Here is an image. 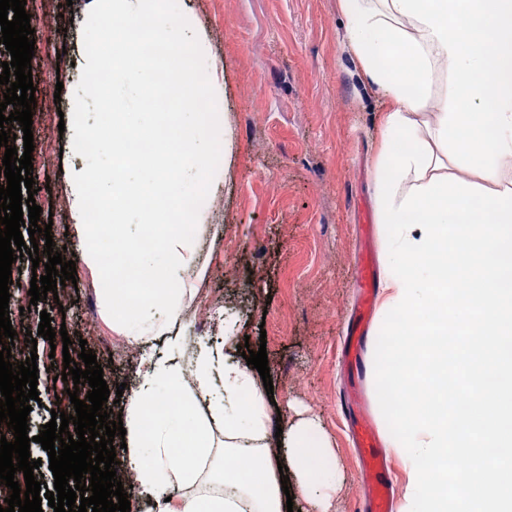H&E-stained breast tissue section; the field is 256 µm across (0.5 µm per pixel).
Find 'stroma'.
I'll list each match as a JSON object with an SVG mask.
<instances>
[{"mask_svg":"<svg viewBox=\"0 0 512 512\" xmlns=\"http://www.w3.org/2000/svg\"><path fill=\"white\" fill-rule=\"evenodd\" d=\"M203 48L208 70L218 72L216 93L223 160L202 222L195 227L209 275L208 307L186 322L185 335L200 336L201 323L230 311L250 350L266 349L280 421L316 418L332 447L342 477L334 512H356L366 494L351 430L378 427L370 373L344 364V328L359 288L356 262L373 253L384 261L382 225L374 221L380 151V109L362 85L352 54L343 47L339 0H178ZM93 0H27L33 19L31 60L40 112L70 113L76 80L86 63L82 28ZM54 16L47 27L46 16ZM74 130L33 132V178L41 225L50 235L37 244L64 240L67 176L85 169L72 147ZM222 225L220 236L207 227ZM23 260L13 271L9 315L16 332L11 349L20 359L27 332L37 331L41 312L53 329L77 334L71 356L89 348L107 383L134 379L138 353L111 359L120 337L105 323L90 284L98 273L77 264V287L62 302L31 305L32 275ZM37 342L41 404L33 417L48 423L52 411L73 413L61 382L62 356ZM361 380L366 412L344 414L350 384Z\"/></svg>","mask_w":512,"mask_h":512,"instance_id":"35a3bbf8","label":"stroma"}]
</instances>
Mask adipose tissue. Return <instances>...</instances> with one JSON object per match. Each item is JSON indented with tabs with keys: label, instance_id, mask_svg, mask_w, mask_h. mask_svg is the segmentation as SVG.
I'll list each match as a JSON object with an SVG mask.
<instances>
[{
	"label": "adipose tissue",
	"instance_id": "obj_1",
	"mask_svg": "<svg viewBox=\"0 0 512 512\" xmlns=\"http://www.w3.org/2000/svg\"><path fill=\"white\" fill-rule=\"evenodd\" d=\"M346 47L367 87L378 93L382 145L377 157L378 223L386 268L381 335L399 365L375 371L377 412L403 470L402 512H512V462L483 461L488 448H512V0H340ZM95 65L112 62L113 88L152 90L151 60L135 43L99 28ZM177 119L187 160L158 169L126 156L122 141L154 136L146 112H116L111 131H84L111 154L102 203L117 244L137 246L121 287L102 299L104 316L142 357L123 410L126 448L116 478L132 483L150 512H287L277 455L314 512H331L339 469L317 421L287 427L280 446L268 436V399L254 370L235 356L236 326L224 320L222 347L188 344L177 332L193 295L181 280L202 278L197 245L169 224L165 205L129 222L128 201L160 180L198 178L204 145L190 96ZM91 172L69 180L66 199L74 243L99 268L96 228L87 221ZM162 244L164 262L139 249L145 233ZM147 283L149 304L134 309L127 292ZM404 314L396 328L388 313ZM404 403L395 407L391 391ZM178 395L194 421L190 451L174 460L178 438L160 414ZM464 396L467 414L453 403ZM237 459L241 477L213 471L217 455ZM456 466H449V459Z\"/></svg>",
	"mask_w": 512,
	"mask_h": 512
}]
</instances>
